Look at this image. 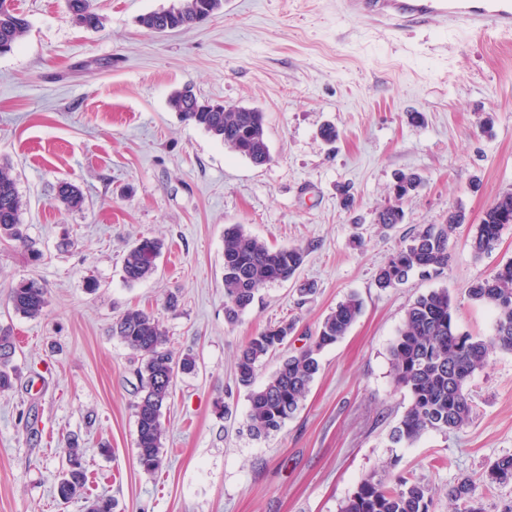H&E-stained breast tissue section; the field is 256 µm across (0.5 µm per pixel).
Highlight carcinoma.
<instances>
[{"mask_svg":"<svg viewBox=\"0 0 512 512\" xmlns=\"http://www.w3.org/2000/svg\"><path fill=\"white\" fill-rule=\"evenodd\" d=\"M223 0H178L167 9L142 15L140 25L152 33L187 29L221 9ZM76 11L83 27L97 29L102 18L93 8V0H66ZM28 28L27 20L0 0V55L12 50ZM172 108L184 122L197 126L220 140L231 151L256 165L271 161L265 133L264 115L258 110L226 108L221 104L199 101L190 88L175 92ZM422 184L417 173L401 174L394 187L395 200L415 193ZM58 200L69 208L84 203L81 190L63 182ZM23 202L16 189L11 167L0 165V241L17 247L27 246L28 236L21 222ZM404 211L388 205L378 212V223L385 227L400 224ZM465 222L461 211L448 216L444 224H428L398 247L378 269L375 282L387 290L404 283L414 274L433 276L448 267L451 235ZM512 224V192L499 196L483 212L472 239L475 253L495 248L503 229ZM164 242L142 236L124 253L123 280L135 284L150 278L157 270ZM304 261V252L296 247L273 249L249 236L241 224L224 229V317L232 324L252 307L259 291L269 284L292 279ZM470 299L489 305L495 312L494 334L475 338L459 330L453 318V302L448 289L419 296L405 311L403 327L390 346V375L396 387L405 390L410 404L389 438L395 445H411L423 433L447 434L465 427L471 419L472 404L468 390L474 372L484 367L497 351H512V261L500 265L490 275L467 288ZM9 301L14 313L35 319L45 315L49 306L47 291L32 280L11 286ZM363 302L350 293L321 322L315 339L298 352L283 359L266 381L256 384L263 361L276 352L294 330V320H284L249 337L237 355L236 382L246 392L250 405L246 431L255 438L281 430L286 421L301 409L319 372V355L342 339L362 313ZM116 336L139 357L136 373L139 381L135 403L137 424V461L146 472L164 465L165 428L162 409L170 399L180 375L195 373L194 356H174L168 349V337L159 319L139 309L125 311L112 323ZM14 337L0 330V390L15 388L20 376L12 358ZM67 469L57 484V494L65 501L80 495L85 485L82 456L77 446L66 450ZM399 459L386 465L383 473H371L360 482L357 491L341 506L340 512H431L432 489L419 480L398 472ZM486 486L512 483V455L490 464L483 476ZM448 498L457 504L455 512H482L478 506L477 485L463 479L448 489Z\"/></svg>","mask_w":512,"mask_h":512,"instance_id":"1","label":"carcinoma"}]
</instances>
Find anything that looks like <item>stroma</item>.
Wrapping results in <instances>:
<instances>
[{
	"instance_id": "1",
	"label": "stroma",
	"mask_w": 512,
	"mask_h": 512,
	"mask_svg": "<svg viewBox=\"0 0 512 512\" xmlns=\"http://www.w3.org/2000/svg\"><path fill=\"white\" fill-rule=\"evenodd\" d=\"M174 2L95 0L103 25L91 30L65 0H12L28 29L0 55V163L13 170L41 258L0 244V327L16 338L20 372L0 393V512H85V497L101 493L115 512H339L396 455L432 487L433 512H453L452 485L512 455V352L474 373L466 427L396 447L388 434L409 397L389 375V348L409 304L441 288L461 331H494L493 310L466 290L512 260V225L492 251L471 246L484 210L512 191V33H446L433 21L393 38L337 0H224L189 29L140 26ZM186 86L263 112L271 161L253 165L181 122L170 98ZM326 124L335 142L321 139ZM410 172L421 187L395 200L393 184ZM62 182L81 189L82 208L58 201ZM394 202L404 221L382 227L377 214ZM457 209L466 221L441 274L377 288L395 249ZM228 224L305 253L297 280L264 288L234 324L224 320ZM142 236L166 248L157 273L129 285L121 258ZM22 279L46 289L45 316L12 311ZM304 282L314 294L300 295ZM171 292L174 310L164 306ZM352 292L363 312L321 352L301 410L277 433L249 437L235 382L243 344L293 318L285 350L297 351ZM129 308L152 311L174 354L198 365L163 410L165 464L153 474L136 462L137 359L112 335ZM73 436L88 482L84 498L64 502L56 485Z\"/></svg>"
}]
</instances>
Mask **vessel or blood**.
Listing matches in <instances>:
<instances>
[{"mask_svg":"<svg viewBox=\"0 0 512 512\" xmlns=\"http://www.w3.org/2000/svg\"><path fill=\"white\" fill-rule=\"evenodd\" d=\"M345 13L373 17L395 34L441 19L444 29L512 32V0H342Z\"/></svg>","mask_w":512,"mask_h":512,"instance_id":"obj_1","label":"vessel or blood"}]
</instances>
